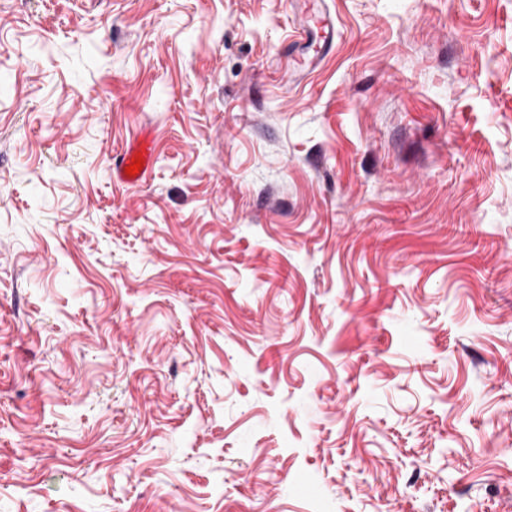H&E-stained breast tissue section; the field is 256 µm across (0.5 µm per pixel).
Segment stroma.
I'll return each mask as SVG.
<instances>
[{"instance_id": "stroma-1", "label": "stroma", "mask_w": 512, "mask_h": 512, "mask_svg": "<svg viewBox=\"0 0 512 512\" xmlns=\"http://www.w3.org/2000/svg\"><path fill=\"white\" fill-rule=\"evenodd\" d=\"M327 3L0 0V512H512V0ZM333 32V20L330 14L323 10L315 13L307 21V28L298 27L296 29V37H298V40H307V47L312 49L316 56H319L328 45L332 46ZM155 142L153 137L147 133H142L136 137L123 151L118 164L112 169V176L116 181L125 184H136L140 182L151 169L154 162ZM141 157L143 159V168L136 175L129 177L125 173V168L130 166L133 158Z\"/></svg>"}]
</instances>
